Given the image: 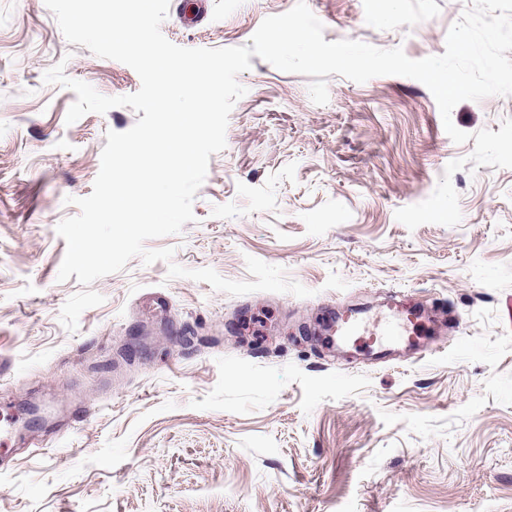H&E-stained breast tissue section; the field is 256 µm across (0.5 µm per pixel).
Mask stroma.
Here are the masks:
<instances>
[{
    "instance_id": "stroma-1",
    "label": "stroma",
    "mask_w": 512,
    "mask_h": 512,
    "mask_svg": "<svg viewBox=\"0 0 512 512\" xmlns=\"http://www.w3.org/2000/svg\"><path fill=\"white\" fill-rule=\"evenodd\" d=\"M297 0H208L194 27L170 0L161 26L187 48L249 44ZM325 41L443 54L469 0H306ZM67 77L138 91L129 66L69 43L44 0H0V425L21 457L0 512H512V168L451 178L462 221L408 229L454 143L421 82L279 70L238 76L226 147L211 155L182 232L146 241L176 263L249 279L282 267L307 298L231 296L133 258L90 286L58 281V223L92 192L119 106L66 124ZM512 96L460 102L454 125L499 131ZM452 313L432 354L381 362L329 346L331 314L375 324L390 299Z\"/></svg>"
}]
</instances>
